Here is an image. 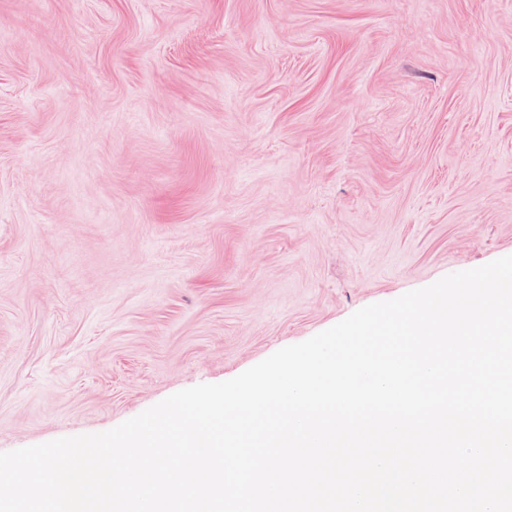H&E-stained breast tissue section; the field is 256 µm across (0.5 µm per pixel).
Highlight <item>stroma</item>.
Returning <instances> with one entry per match:
<instances>
[{"label": "stroma", "instance_id": "obj_1", "mask_svg": "<svg viewBox=\"0 0 512 512\" xmlns=\"http://www.w3.org/2000/svg\"><path fill=\"white\" fill-rule=\"evenodd\" d=\"M512 255V0H0V453Z\"/></svg>", "mask_w": 512, "mask_h": 512}]
</instances>
